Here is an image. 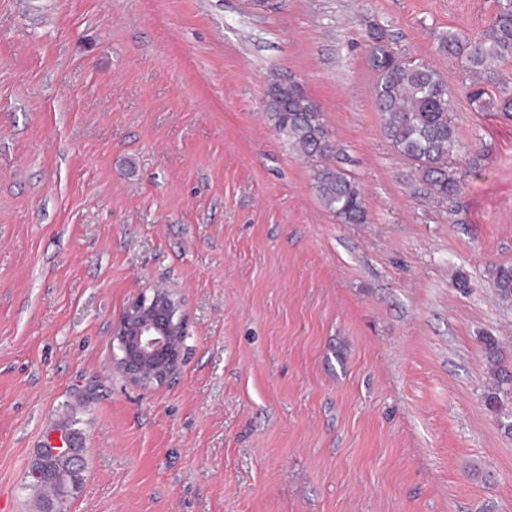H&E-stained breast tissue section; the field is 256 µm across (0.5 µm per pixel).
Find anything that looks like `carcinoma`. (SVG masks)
Wrapping results in <instances>:
<instances>
[{
  "label": "carcinoma",
  "instance_id": "obj_1",
  "mask_svg": "<svg viewBox=\"0 0 512 512\" xmlns=\"http://www.w3.org/2000/svg\"><path fill=\"white\" fill-rule=\"evenodd\" d=\"M439 50L457 59L464 71L469 103L478 112L512 113V84L502 81V64L512 59V0H498L491 25L469 39L455 31L439 38ZM369 62L377 73L375 98L384 121V133L394 148L414 166L425 190L445 201L457 191L452 173L459 147L455 126L449 118L452 91L441 74L424 60L394 54L379 33L371 35ZM496 84L500 95L493 98L487 86ZM264 111L274 130L293 151L307 157H326L333 145L320 106L295 84L272 79L265 91ZM315 187L324 206L347 224L366 220L364 201L356 182L341 169L326 167L316 174ZM492 285L504 303H512V266L492 271ZM487 371L492 380L487 406L503 413L501 427L512 434V414L505 412L502 395L512 390V373L501 363L498 342L483 337ZM40 476L29 478L26 488L38 492V512H46L60 495L78 490L81 470L71 469L52 458L43 459Z\"/></svg>",
  "mask_w": 512,
  "mask_h": 512
}]
</instances>
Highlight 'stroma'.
<instances>
[{
	"mask_svg": "<svg viewBox=\"0 0 512 512\" xmlns=\"http://www.w3.org/2000/svg\"><path fill=\"white\" fill-rule=\"evenodd\" d=\"M495 0H0V512H36L55 425L84 450L68 512H512V117L470 105L439 36ZM454 91L460 188L430 198L383 134L369 37ZM320 105L367 220L263 112ZM163 288L188 336L165 384L112 326ZM315 187L324 206L347 224L366 220L364 201L356 182L341 169L326 167L316 174ZM492 285L504 303H512V266L500 265L492 271ZM485 344V357L487 362V371L492 380L491 389L486 395L487 406L497 412L503 414V419L507 420L501 422V427L509 435L512 434V414L511 412L505 413L503 408L504 400L501 394H508L512 390V374L508 372L501 363L500 350L498 342L492 336H485L482 338ZM510 419V421H509Z\"/></svg>",
	"mask_w": 512,
	"mask_h": 512,
	"instance_id": "1",
	"label": "stroma"
}]
</instances>
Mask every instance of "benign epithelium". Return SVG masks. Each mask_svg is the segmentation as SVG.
<instances>
[{
  "label": "benign epithelium",
  "instance_id": "benign-epithelium-1",
  "mask_svg": "<svg viewBox=\"0 0 512 512\" xmlns=\"http://www.w3.org/2000/svg\"><path fill=\"white\" fill-rule=\"evenodd\" d=\"M186 338L178 301L170 292L155 289L134 299L113 325L115 364L135 380L162 382L176 371ZM40 453L65 458L77 468L83 461L82 453L58 431L44 436Z\"/></svg>",
  "mask_w": 512,
  "mask_h": 512
}]
</instances>
